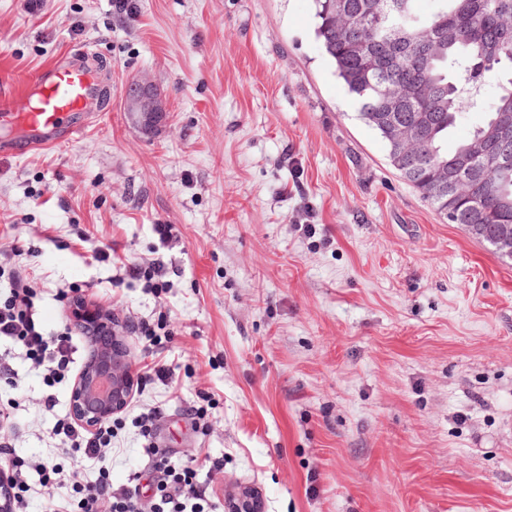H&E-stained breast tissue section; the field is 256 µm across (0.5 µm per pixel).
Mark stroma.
Wrapping results in <instances>:
<instances>
[{
    "label": "stroma",
    "instance_id": "1",
    "mask_svg": "<svg viewBox=\"0 0 512 512\" xmlns=\"http://www.w3.org/2000/svg\"><path fill=\"white\" fill-rule=\"evenodd\" d=\"M76 55L107 92L86 129L0 153V275L74 345L55 377L0 343V459L31 512L78 500L54 470L155 512L178 490L157 451L205 512L243 488L263 512H512V260L393 169L312 0H0V90ZM140 75L166 94L151 139L122 106ZM77 292L137 380L93 458L55 433L89 353ZM155 468L165 473L167 476H173L175 482L181 483V486H190L193 470L188 466L176 464L164 454H160L155 461ZM181 471V472H179Z\"/></svg>",
    "mask_w": 512,
    "mask_h": 512
}]
</instances>
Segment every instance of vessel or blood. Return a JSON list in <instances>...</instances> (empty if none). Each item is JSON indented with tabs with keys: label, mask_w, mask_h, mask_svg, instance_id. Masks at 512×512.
I'll use <instances>...</instances> for the list:
<instances>
[{
	"label": "vessel or blood",
	"mask_w": 512,
	"mask_h": 512,
	"mask_svg": "<svg viewBox=\"0 0 512 512\" xmlns=\"http://www.w3.org/2000/svg\"><path fill=\"white\" fill-rule=\"evenodd\" d=\"M91 89L88 68L72 60L45 67L19 92L0 94V129L14 135L0 149L26 153L74 138L86 127L82 108Z\"/></svg>",
	"instance_id": "obj_1"
}]
</instances>
